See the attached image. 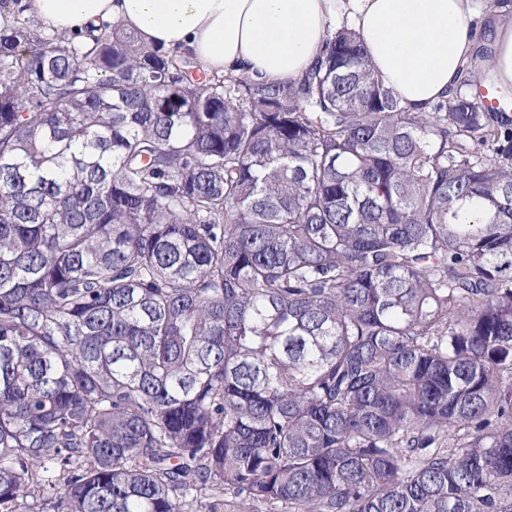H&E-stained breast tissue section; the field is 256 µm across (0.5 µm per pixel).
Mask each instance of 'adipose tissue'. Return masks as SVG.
Masks as SVG:
<instances>
[{
    "label": "adipose tissue",
    "instance_id": "adipose-tissue-1",
    "mask_svg": "<svg viewBox=\"0 0 512 512\" xmlns=\"http://www.w3.org/2000/svg\"><path fill=\"white\" fill-rule=\"evenodd\" d=\"M483 0H31L63 36L118 23L139 40L190 54L209 75L298 80L336 20L353 21L374 69L416 112L448 98L486 48L485 83L512 90V12Z\"/></svg>",
    "mask_w": 512,
    "mask_h": 512
}]
</instances>
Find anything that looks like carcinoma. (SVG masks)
Returning <instances> with one entry per match:
<instances>
[{
    "instance_id": "carcinoma-1",
    "label": "carcinoma",
    "mask_w": 512,
    "mask_h": 512,
    "mask_svg": "<svg viewBox=\"0 0 512 512\" xmlns=\"http://www.w3.org/2000/svg\"><path fill=\"white\" fill-rule=\"evenodd\" d=\"M0 0V512H512V115L330 33L192 76Z\"/></svg>"
}]
</instances>
